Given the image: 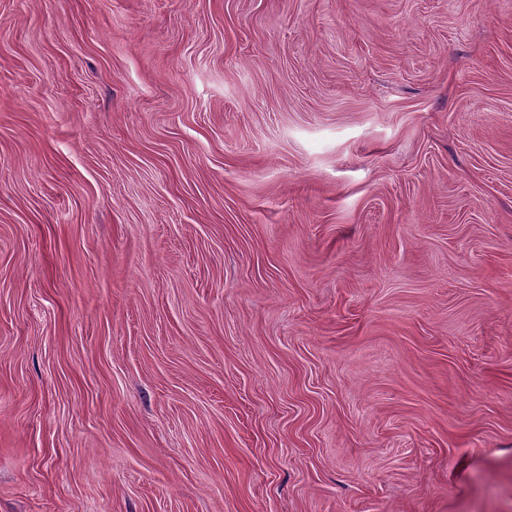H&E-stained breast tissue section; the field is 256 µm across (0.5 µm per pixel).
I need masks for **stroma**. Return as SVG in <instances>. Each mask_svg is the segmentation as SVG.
Instances as JSON below:
<instances>
[{
	"label": "stroma",
	"instance_id": "obj_1",
	"mask_svg": "<svg viewBox=\"0 0 512 512\" xmlns=\"http://www.w3.org/2000/svg\"><path fill=\"white\" fill-rule=\"evenodd\" d=\"M0 512H512V0H0Z\"/></svg>",
	"mask_w": 512,
	"mask_h": 512
}]
</instances>
